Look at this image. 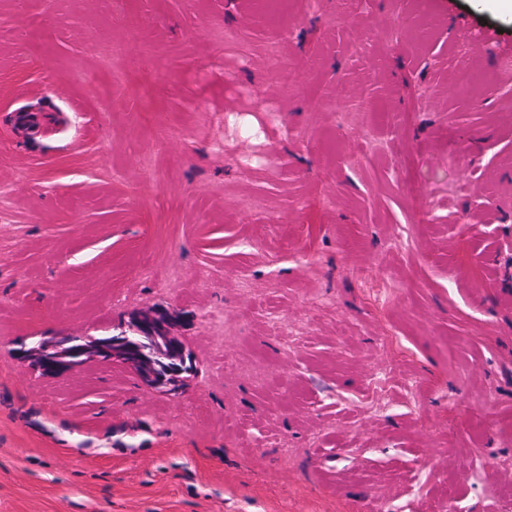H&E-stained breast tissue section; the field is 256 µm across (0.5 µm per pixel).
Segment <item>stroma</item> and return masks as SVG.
<instances>
[{"label":"stroma","instance_id":"1","mask_svg":"<svg viewBox=\"0 0 512 512\" xmlns=\"http://www.w3.org/2000/svg\"><path fill=\"white\" fill-rule=\"evenodd\" d=\"M153 306L178 397L12 355ZM509 456L512 0H0V512H440Z\"/></svg>","mask_w":512,"mask_h":512}]
</instances>
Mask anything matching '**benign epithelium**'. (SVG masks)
I'll return each mask as SVG.
<instances>
[{
  "mask_svg": "<svg viewBox=\"0 0 512 512\" xmlns=\"http://www.w3.org/2000/svg\"><path fill=\"white\" fill-rule=\"evenodd\" d=\"M172 322L173 314L167 308L153 307L113 325L108 336L63 334L31 345L21 342L14 355L49 378L92 360L115 361L137 376L143 387L175 397L194 372V361L183 337L173 331Z\"/></svg>",
  "mask_w": 512,
  "mask_h": 512,
  "instance_id": "7a95c632",
  "label": "benign epithelium"
}]
</instances>
